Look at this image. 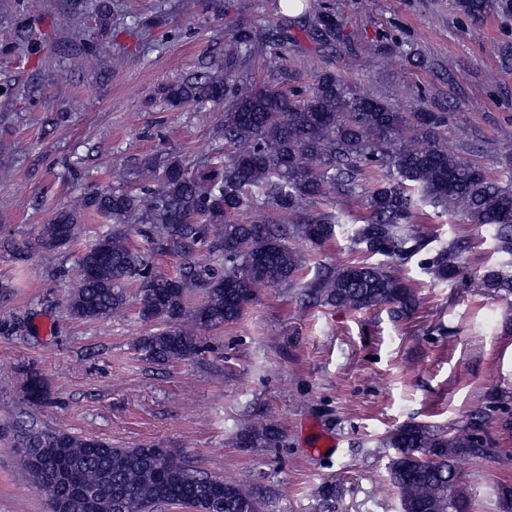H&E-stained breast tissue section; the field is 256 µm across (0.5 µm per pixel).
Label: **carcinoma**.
Here are the masks:
<instances>
[{"label":"carcinoma","instance_id":"carcinoma-1","mask_svg":"<svg viewBox=\"0 0 512 512\" xmlns=\"http://www.w3.org/2000/svg\"><path fill=\"white\" fill-rule=\"evenodd\" d=\"M475 21L488 0H457ZM99 37L112 31V3L95 4ZM295 20L258 29L241 24L221 66H204L192 78L161 87L171 107L193 103L224 106V144L202 162L167 160L163 169L143 165L133 186L84 192L40 227L36 244L59 249L80 233L78 219L95 215L111 223L78 258L66 310L77 322L105 320L129 304L136 289L138 315L160 328L135 342L138 356L170 365L206 350L201 332L241 319L259 286L302 288L316 305L362 311L389 308L397 318L419 305L414 283L401 266L429 243L417 227L419 207L439 214L460 212L512 256V183L489 178L448 152L441 130L454 114L423 109L402 112L380 98L362 95L325 67L313 83L285 92L256 86L244 76L258 56H268L284 80L288 53L297 46ZM344 23L333 8L307 24L306 36L323 47L344 42ZM336 195L338 209L317 207ZM360 198L367 215L360 224L342 222L346 207ZM271 206L277 224L240 222L232 216L254 206ZM146 238L149 251L177 247L185 257L173 276L155 272L149 255L130 244L131 233ZM339 235L369 257L342 266H322L302 281L307 255L288 244L301 238L321 244ZM461 245H441L422 263L430 279L451 281L464 273ZM482 286L512 293V273L489 270ZM28 403L50 397L44 378L26 375ZM482 416L446 430L407 423L384 439L395 450L388 463L401 512H469L470 494L460 481L457 460L489 461L497 451L481 431ZM278 429L268 418L243 433L252 448L275 443ZM13 446L41 456L23 462L47 504L66 497L69 512H157L189 502L221 499V512H260L257 498L232 480L201 473L165 448H118L108 441L44 425L35 419L13 427Z\"/></svg>","mask_w":512,"mask_h":512}]
</instances>
